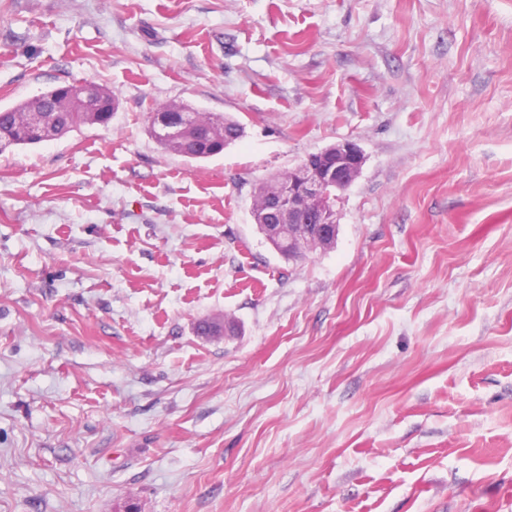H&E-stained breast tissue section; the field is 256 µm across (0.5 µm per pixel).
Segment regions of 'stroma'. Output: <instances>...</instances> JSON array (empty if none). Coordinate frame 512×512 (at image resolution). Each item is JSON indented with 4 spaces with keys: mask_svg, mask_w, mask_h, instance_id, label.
Returning <instances> with one entry per match:
<instances>
[{
    "mask_svg": "<svg viewBox=\"0 0 512 512\" xmlns=\"http://www.w3.org/2000/svg\"><path fill=\"white\" fill-rule=\"evenodd\" d=\"M81 82L109 124L0 153V512H512V0H0V108ZM343 139L285 260L254 189ZM190 111L193 122L183 132L191 121V114L184 110L179 111L178 117L164 115L159 123L153 125L154 132L161 138H173L181 132L175 139L162 140L155 136L152 125L149 127L152 137L162 149L190 160H203L222 153L244 136V126L231 117L192 109Z\"/></svg>",
    "mask_w": 512,
    "mask_h": 512,
    "instance_id": "35a3bbf8",
    "label": "stroma"
}]
</instances>
